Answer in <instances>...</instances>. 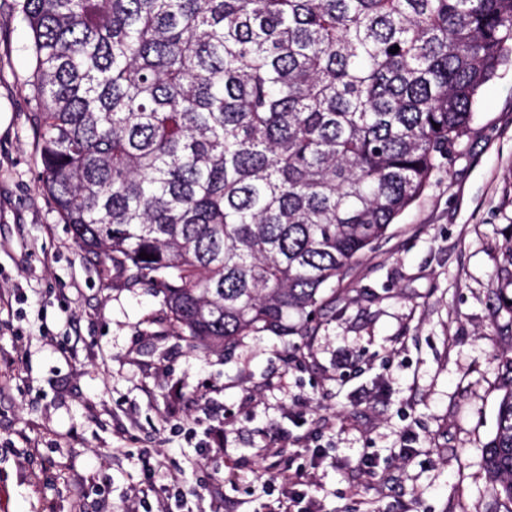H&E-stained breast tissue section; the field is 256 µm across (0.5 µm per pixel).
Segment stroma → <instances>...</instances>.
Returning <instances> with one entry per match:
<instances>
[{
  "instance_id": "1",
  "label": "stroma",
  "mask_w": 512,
  "mask_h": 512,
  "mask_svg": "<svg viewBox=\"0 0 512 512\" xmlns=\"http://www.w3.org/2000/svg\"><path fill=\"white\" fill-rule=\"evenodd\" d=\"M30 42L21 0H0V290L24 291L0 312V512H127L177 485L187 512H282L264 481L299 467L323 512H497L481 456L512 348L493 295L512 242V63L336 281L309 346L264 333L204 355L42 192ZM301 438L323 463L301 464Z\"/></svg>"
}]
</instances>
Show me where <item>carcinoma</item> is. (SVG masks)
I'll use <instances>...</instances> for the list:
<instances>
[{"label": "carcinoma", "mask_w": 512, "mask_h": 512, "mask_svg": "<svg viewBox=\"0 0 512 512\" xmlns=\"http://www.w3.org/2000/svg\"><path fill=\"white\" fill-rule=\"evenodd\" d=\"M22 13L43 192L205 354L313 337L331 284L421 196L512 61V0H23ZM496 278L512 324V245ZM498 376L483 469L512 512V355Z\"/></svg>", "instance_id": "obj_1"}]
</instances>
